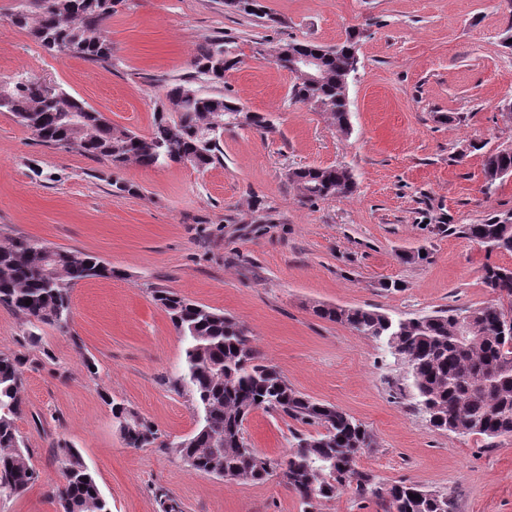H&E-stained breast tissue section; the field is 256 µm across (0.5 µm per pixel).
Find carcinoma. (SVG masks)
I'll return each mask as SVG.
<instances>
[{"label":"carcinoma","mask_w":512,"mask_h":512,"mask_svg":"<svg viewBox=\"0 0 512 512\" xmlns=\"http://www.w3.org/2000/svg\"><path fill=\"white\" fill-rule=\"evenodd\" d=\"M122 2L22 0L11 22L29 30L41 46L60 57L110 63L113 46L103 26ZM224 5L247 16L264 12L261 0H224ZM356 45L349 33L332 47L289 42L274 48L284 69L295 55L320 61L321 81L295 77L290 97L326 114L341 133L349 131L347 82ZM240 64L229 37L216 36L200 46L192 61L194 75L166 86L165 103L147 135L114 126L103 113L64 89L31 79L4 83L9 97L0 102V112L10 113L48 147L76 151L116 169L130 162L157 168L191 156L194 168L204 170L224 158V128L213 130L217 118L235 113L244 116L249 127L272 130L264 116L230 95L204 94L193 84L198 77L222 84ZM73 112L83 118L78 130L65 118ZM483 168L489 191L502 172L512 171V150L488 151ZM288 180L300 199L310 203L348 196L355 190L353 176L344 167L296 168L288 172ZM460 233L490 252L512 254L511 211L466 224ZM117 276L118 271L94 255L56 249L49 257L42 243L24 236L0 246V305L24 314L32 325L47 321L68 327L69 290L84 280ZM483 283L497 295V302L470 310L393 319L372 309L322 306L315 314L374 339L394 337L413 387L428 406L431 426L493 440L512 436V335L499 329L500 323L512 320V267H485ZM27 299L32 300L28 306ZM153 299L183 337L178 381L202 409L203 421L188 437L165 442L151 421L114 404L113 416L127 422L120 430L128 447L165 448L198 472L241 484L265 482L278 471L299 498L302 512H311L314 503L353 485L359 495L374 498L383 512H454L446 493L405 483L381 486L361 471L359 457L376 445L372 432L342 409L295 390L275 366L261 358L244 325L170 288L154 289ZM467 315L472 318L468 330L464 329ZM21 365L22 358L0 354V496L6 497L25 492L36 479L29 450L15 426L22 413ZM258 409L320 431L299 435L283 455L261 454L242 432L248 415ZM53 450L63 459L62 481L55 493L61 512H111L79 453L60 441ZM411 493L416 498L409 497Z\"/></svg>","instance_id":"1"}]
</instances>
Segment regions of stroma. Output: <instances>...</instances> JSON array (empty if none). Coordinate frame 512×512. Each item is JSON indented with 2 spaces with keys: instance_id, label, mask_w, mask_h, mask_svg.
Wrapping results in <instances>:
<instances>
[{
  "instance_id": "stroma-1",
  "label": "stroma",
  "mask_w": 512,
  "mask_h": 512,
  "mask_svg": "<svg viewBox=\"0 0 512 512\" xmlns=\"http://www.w3.org/2000/svg\"><path fill=\"white\" fill-rule=\"evenodd\" d=\"M263 3L267 15L257 18L224 0H123L106 23L112 62L95 65L49 53L11 24L19 0H0V80L61 87L145 135L165 85L192 75L198 46L225 34L243 63L210 93L230 94L274 125L266 134L225 128L224 160L203 172L176 163L115 170L40 145L0 112V244L23 235L118 272L71 288L65 329L30 326L0 306V354L38 361L23 369L15 421L37 479L0 498V512H58L60 440L78 451L111 512H161L163 491L181 512H301L279 479L229 482L161 448L125 444L112 403L168 442L201 418L174 383L184 342L152 297L158 287L236 318L292 387L365 424L376 447L358 465L375 481L446 493L456 512H512V437L431 428L385 341L314 313L331 305L405 318L494 302L483 269L512 266V255L447 227L512 211V179L489 190L483 173L486 151L512 147V122L501 114L512 101V0ZM353 29L359 67L348 84L350 131L341 134L325 114L291 101L293 76L254 56L253 44L329 46ZM331 165L351 172L354 194L300 202L289 170ZM116 179L132 192L117 191ZM302 430L260 409L243 424L248 443L274 456Z\"/></svg>"
}]
</instances>
